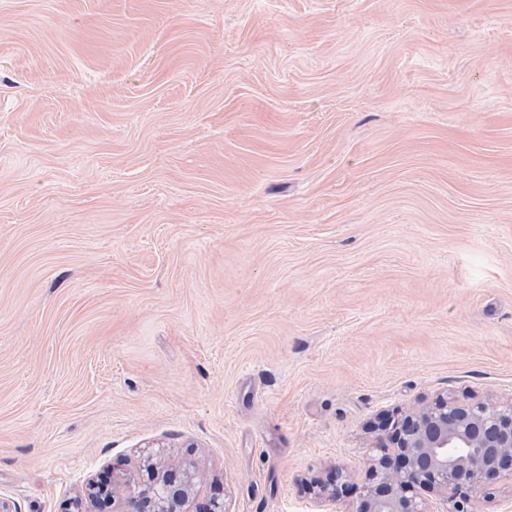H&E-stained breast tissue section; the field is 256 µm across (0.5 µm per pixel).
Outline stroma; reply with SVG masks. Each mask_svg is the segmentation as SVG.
Segmentation results:
<instances>
[{
    "label": "stroma",
    "instance_id": "1",
    "mask_svg": "<svg viewBox=\"0 0 512 512\" xmlns=\"http://www.w3.org/2000/svg\"><path fill=\"white\" fill-rule=\"evenodd\" d=\"M512 396V0H0V496L142 457L230 512Z\"/></svg>",
    "mask_w": 512,
    "mask_h": 512
}]
</instances>
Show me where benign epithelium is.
Instances as JSON below:
<instances>
[{
    "label": "benign epithelium",
    "instance_id": "7a95c632",
    "mask_svg": "<svg viewBox=\"0 0 512 512\" xmlns=\"http://www.w3.org/2000/svg\"><path fill=\"white\" fill-rule=\"evenodd\" d=\"M369 482L351 512H475L477 500L503 477L512 478V398L461 402L441 392L422 407L382 417ZM148 480L134 487L121 512H228L223 500L201 497V479L187 464H148ZM420 486L441 493L430 506L408 495ZM319 512L354 488L337 469L304 483ZM111 479L89 481L64 512H110Z\"/></svg>",
    "mask_w": 512,
    "mask_h": 512
}]
</instances>
